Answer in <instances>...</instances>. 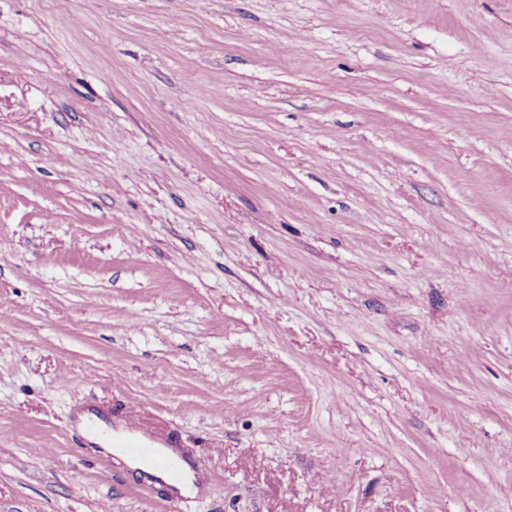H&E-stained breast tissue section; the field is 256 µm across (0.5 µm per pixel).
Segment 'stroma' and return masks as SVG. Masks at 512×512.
Listing matches in <instances>:
<instances>
[{
    "mask_svg": "<svg viewBox=\"0 0 512 512\" xmlns=\"http://www.w3.org/2000/svg\"><path fill=\"white\" fill-rule=\"evenodd\" d=\"M0 512H512V0H0ZM112 427L117 433L112 447L134 468L142 486L160 484L168 487L173 502L182 498L178 487L212 484V477L204 468L172 444L154 440L133 407L119 424L114 421Z\"/></svg>",
    "mask_w": 512,
    "mask_h": 512,
    "instance_id": "1",
    "label": "stroma"
}]
</instances>
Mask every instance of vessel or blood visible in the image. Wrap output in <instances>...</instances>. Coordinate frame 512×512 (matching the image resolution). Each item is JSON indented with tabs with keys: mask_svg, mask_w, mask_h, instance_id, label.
Listing matches in <instances>:
<instances>
[{
	"mask_svg": "<svg viewBox=\"0 0 512 512\" xmlns=\"http://www.w3.org/2000/svg\"><path fill=\"white\" fill-rule=\"evenodd\" d=\"M114 430L112 446L133 467L142 486H166L176 501L181 487L211 484L212 477L204 468L172 444L154 440L136 411H128Z\"/></svg>",
	"mask_w": 512,
	"mask_h": 512,
	"instance_id": "1",
	"label": "vessel or blood"
}]
</instances>
